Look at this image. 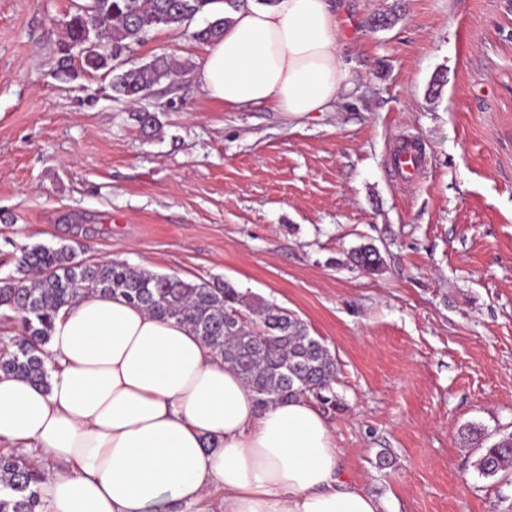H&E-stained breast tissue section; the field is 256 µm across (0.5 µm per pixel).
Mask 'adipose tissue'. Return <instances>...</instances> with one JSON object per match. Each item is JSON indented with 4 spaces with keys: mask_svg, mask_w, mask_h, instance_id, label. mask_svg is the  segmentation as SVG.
Returning a JSON list of instances; mask_svg holds the SVG:
<instances>
[{
    "mask_svg": "<svg viewBox=\"0 0 512 512\" xmlns=\"http://www.w3.org/2000/svg\"><path fill=\"white\" fill-rule=\"evenodd\" d=\"M335 0L233 12L197 72L231 106L325 112L351 87ZM48 387L0 376V445L45 465L44 512H381L350 484L331 427L307 398L265 408L186 325L122 297L58 311ZM212 438L216 447H205ZM67 471H59L58 463Z\"/></svg>",
    "mask_w": 512,
    "mask_h": 512,
    "instance_id": "adipose-tissue-1",
    "label": "adipose tissue"
}]
</instances>
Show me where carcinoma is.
<instances>
[{
  "instance_id": "cac0c4a2",
  "label": "carcinoma",
  "mask_w": 512,
  "mask_h": 512,
  "mask_svg": "<svg viewBox=\"0 0 512 512\" xmlns=\"http://www.w3.org/2000/svg\"><path fill=\"white\" fill-rule=\"evenodd\" d=\"M248 0H84L65 22L68 43L61 64L76 57L85 70L111 75L115 99L142 101L154 87L183 73L185 66L166 56L135 63L130 55L154 29L187 27L198 15L211 14L191 38L211 44L231 22L228 12ZM224 5L220 14L213 6ZM351 261L370 273L382 270L378 248L363 245ZM91 294L119 295L163 319L182 322L255 394L261 408L306 397L324 409H336L333 391L336 358L324 341L310 334L292 311L257 295H245L224 282H190L174 275L136 270L120 260H78L75 248L36 244L20 247L15 273L0 277V373L22 376L48 387L45 346L60 308ZM248 310L256 329L235 314ZM477 450L473 466L486 478L512 469V434L483 446L489 432L482 425L461 429ZM42 470L26 454L0 453V512H40Z\"/></svg>"
}]
</instances>
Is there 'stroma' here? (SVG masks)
I'll use <instances>...</instances> for the list:
<instances>
[{
	"instance_id": "obj_1",
	"label": "stroma",
	"mask_w": 512,
	"mask_h": 512,
	"mask_svg": "<svg viewBox=\"0 0 512 512\" xmlns=\"http://www.w3.org/2000/svg\"><path fill=\"white\" fill-rule=\"evenodd\" d=\"M76 2L0 0V277L22 245L82 243L288 308L336 358L348 481L383 512H512V471L482 477L459 437L512 433V0H340L354 87L296 115L211 99L205 44L153 30L133 61L187 66L146 101L153 135L109 76L59 71ZM368 242L376 274L348 258Z\"/></svg>"
}]
</instances>
